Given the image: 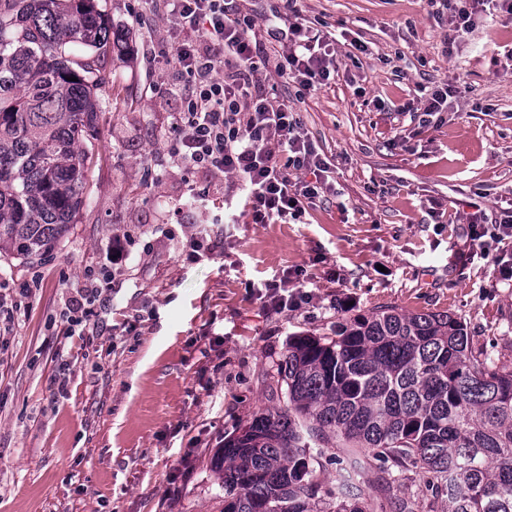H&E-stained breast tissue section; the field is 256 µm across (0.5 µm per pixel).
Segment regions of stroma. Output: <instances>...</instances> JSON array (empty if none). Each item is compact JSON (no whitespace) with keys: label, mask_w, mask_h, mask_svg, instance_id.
Listing matches in <instances>:
<instances>
[{"label":"stroma","mask_w":512,"mask_h":512,"mask_svg":"<svg viewBox=\"0 0 512 512\" xmlns=\"http://www.w3.org/2000/svg\"><path fill=\"white\" fill-rule=\"evenodd\" d=\"M98 6L120 41L98 61L87 201L45 260H0V512H218L210 455L267 406L289 337L379 306L451 313L512 366V246L471 256L463 222L471 204L512 203L511 15L476 13L455 37L430 0H300L336 36L329 83L300 98L273 70L257 78L297 112L327 188L300 218L256 224L235 176L168 153L189 87L172 17L150 0ZM446 83L471 92L421 123V90ZM194 191L211 207L173 223ZM203 225L214 252L187 261ZM117 242L125 269L93 333L63 335L82 273ZM270 282L309 298L271 310L255 295Z\"/></svg>","instance_id":"obj_1"}]
</instances>
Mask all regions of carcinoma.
<instances>
[{
	"label": "carcinoma",
	"instance_id": "cac0c4a2",
	"mask_svg": "<svg viewBox=\"0 0 512 512\" xmlns=\"http://www.w3.org/2000/svg\"><path fill=\"white\" fill-rule=\"evenodd\" d=\"M112 21L95 0H0V257L43 260L85 204ZM269 400L210 462L220 512H512V369L448 313L381 306L289 338ZM336 466L325 487L324 463ZM429 497L400 496L408 474Z\"/></svg>",
	"mask_w": 512,
	"mask_h": 512
}]
</instances>
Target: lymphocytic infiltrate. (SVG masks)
Wrapping results in <instances>:
<instances>
[{
	"label": "lymphocytic infiltrate",
	"mask_w": 512,
	"mask_h": 512,
	"mask_svg": "<svg viewBox=\"0 0 512 512\" xmlns=\"http://www.w3.org/2000/svg\"><path fill=\"white\" fill-rule=\"evenodd\" d=\"M298 0H286L287 17L257 23L238 0H161L175 24L174 58L192 86L181 112L172 117L169 151L192 170L237 175L254 223L296 218L314 203L326 182L329 165L300 131L288 105H272L256 78L271 66L292 79L299 95L327 85L334 47L327 33L304 23ZM286 44L276 58L264 43ZM470 249L512 241V207L487 213L475 207L466 214ZM70 300L65 335L86 324L89 307L111 288L92 271Z\"/></svg>",
	"instance_id": "obj_1"
}]
</instances>
